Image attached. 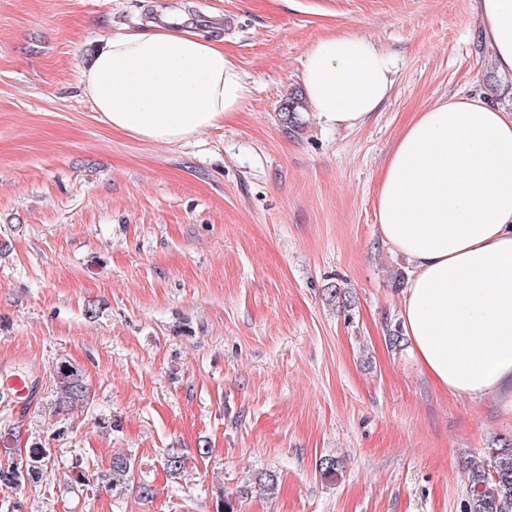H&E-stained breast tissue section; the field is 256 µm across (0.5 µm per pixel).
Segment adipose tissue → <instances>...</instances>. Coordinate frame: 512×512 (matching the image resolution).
I'll use <instances>...</instances> for the list:
<instances>
[{"mask_svg": "<svg viewBox=\"0 0 512 512\" xmlns=\"http://www.w3.org/2000/svg\"><path fill=\"white\" fill-rule=\"evenodd\" d=\"M476 11L498 72L512 77V0H477ZM395 68L363 37L318 39L301 72L317 123L361 126ZM80 82L112 129L163 144L233 119L253 91L222 42L171 21L112 36ZM376 218L412 268L401 319L420 371L452 396L512 410V105L454 95L416 113L381 172Z\"/></svg>", "mask_w": 512, "mask_h": 512, "instance_id": "obj_1", "label": "adipose tissue"}]
</instances>
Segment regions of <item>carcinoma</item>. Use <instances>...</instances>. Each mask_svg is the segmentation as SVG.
Segmentation results:
<instances>
[{
  "mask_svg": "<svg viewBox=\"0 0 512 512\" xmlns=\"http://www.w3.org/2000/svg\"><path fill=\"white\" fill-rule=\"evenodd\" d=\"M302 98L292 94L284 100L281 108L284 121L293 123L302 108ZM86 386L82 375L70 364L57 369L56 405L60 408L74 406L85 400ZM49 463V453L43 449L27 458H18L0 465V484L10 488H21L25 483L38 482ZM164 465L168 472L178 473L185 466V458L176 448L168 449ZM134 460L125 455H115L109 470L101 479L119 492L132 479ZM465 476L469 495L464 500L462 512H509L512 508V438L492 440L487 455L467 462Z\"/></svg>",
  "mask_w": 512,
  "mask_h": 512,
  "instance_id": "1",
  "label": "carcinoma"
}]
</instances>
